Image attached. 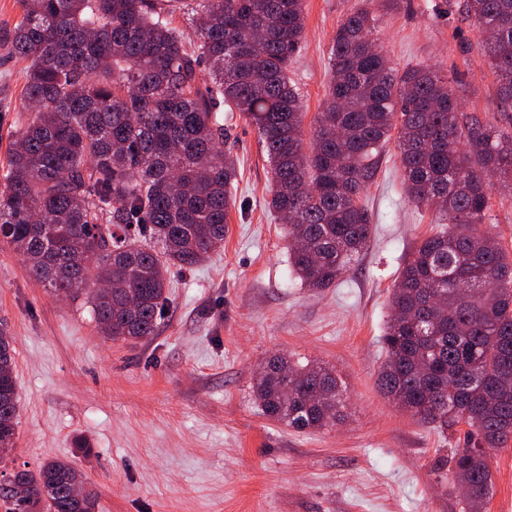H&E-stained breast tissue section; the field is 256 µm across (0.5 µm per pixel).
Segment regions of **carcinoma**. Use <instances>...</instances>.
I'll list each match as a JSON object with an SVG mask.
<instances>
[{"mask_svg":"<svg viewBox=\"0 0 512 512\" xmlns=\"http://www.w3.org/2000/svg\"><path fill=\"white\" fill-rule=\"evenodd\" d=\"M6 34L28 62V117L0 187V242L58 294H89L114 341L156 334L167 274L224 243L238 160L223 111L255 122L271 165L269 207L290 264L328 288L369 243L362 195L395 140L409 201L449 218L416 243L391 298L381 392L418 421L464 424L453 471L466 512L493 494L490 451L512 439V257L483 229L493 184L512 186V135L460 110L452 82L428 66L396 71L368 7L336 28L328 91L304 141V104L288 66L305 32L304 0H19ZM179 12L190 35L172 26ZM487 49L499 99L512 106V0H464ZM12 337L0 329V443L18 424ZM253 395L297 431L345 418L333 369L283 354L262 362ZM78 468L51 459L0 475L5 512H95ZM24 484L13 498L4 486Z\"/></svg>","mask_w":512,"mask_h":512,"instance_id":"carcinoma-1","label":"carcinoma"}]
</instances>
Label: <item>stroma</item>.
Instances as JSON below:
<instances>
[{
  "mask_svg": "<svg viewBox=\"0 0 512 512\" xmlns=\"http://www.w3.org/2000/svg\"><path fill=\"white\" fill-rule=\"evenodd\" d=\"M363 0H306V29L290 75L312 134L329 80L339 22ZM460 0H372L376 31L395 69L435 65L464 111L512 134V106ZM19 0H0V174L27 115L26 63L5 33ZM239 176L223 245L198 266L172 269L156 335L114 342L85 299H62L0 244V326L13 338L19 397L16 443L0 470L69 459L97 494L96 512H462L449 460L465 426L433 428L380 393L383 329L405 256L443 231L438 214L410 203L398 150L388 145L363 196L367 249L331 287L295 277L257 127L237 112ZM276 353L335 367L347 417L296 431L257 407L253 377ZM85 437L91 454L76 451ZM494 493L483 512H512V441L491 453Z\"/></svg>",
  "mask_w": 512,
  "mask_h": 512,
  "instance_id": "obj_1",
  "label": "stroma"
}]
</instances>
